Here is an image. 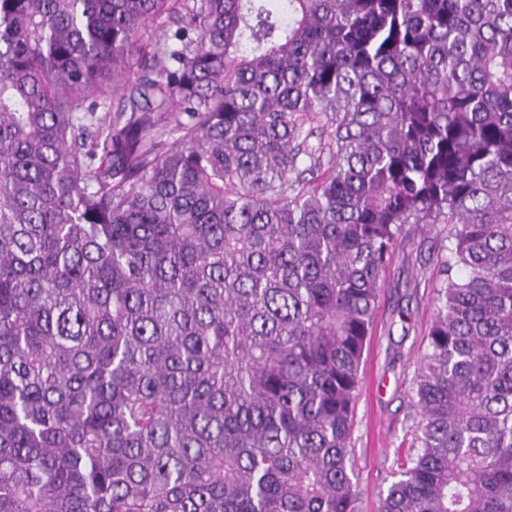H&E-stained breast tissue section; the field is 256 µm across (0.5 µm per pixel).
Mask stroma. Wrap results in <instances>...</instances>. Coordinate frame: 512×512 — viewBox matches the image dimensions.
Segmentation results:
<instances>
[{"label": "stroma", "instance_id": "35a3bbf8", "mask_svg": "<svg viewBox=\"0 0 512 512\" xmlns=\"http://www.w3.org/2000/svg\"><path fill=\"white\" fill-rule=\"evenodd\" d=\"M439 230L419 226L398 246L364 348L352 435L362 512H376L379 490L393 481L411 443V386L435 314Z\"/></svg>", "mask_w": 512, "mask_h": 512}]
</instances>
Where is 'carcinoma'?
I'll return each instance as SVG.
<instances>
[{
    "label": "carcinoma",
    "mask_w": 512,
    "mask_h": 512,
    "mask_svg": "<svg viewBox=\"0 0 512 512\" xmlns=\"http://www.w3.org/2000/svg\"><path fill=\"white\" fill-rule=\"evenodd\" d=\"M410 224L378 512H512V0H0V512H357ZM443 227L420 224L397 247L364 348L352 435L362 512H376L379 490L395 479L397 459L411 444V386L435 314V246ZM408 280L411 288H405Z\"/></svg>",
    "instance_id": "carcinoma-1"
}]
</instances>
